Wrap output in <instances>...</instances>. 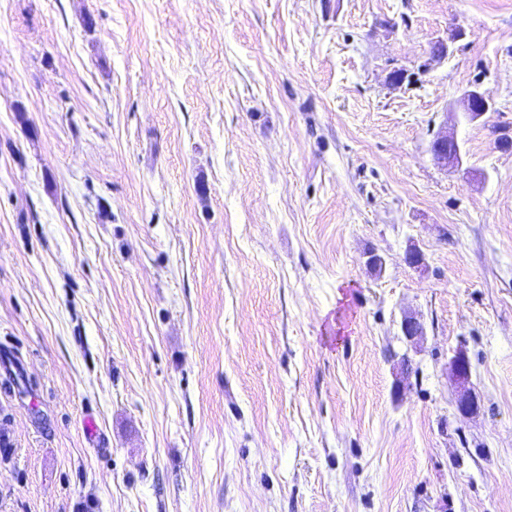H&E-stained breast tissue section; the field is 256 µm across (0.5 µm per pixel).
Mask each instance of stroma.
Instances as JSON below:
<instances>
[{"label":"stroma","instance_id":"stroma-1","mask_svg":"<svg viewBox=\"0 0 512 512\" xmlns=\"http://www.w3.org/2000/svg\"><path fill=\"white\" fill-rule=\"evenodd\" d=\"M0 357V512H512V0H0ZM465 114L471 120H477L487 112L495 111V101L488 89L477 83L471 89L466 90L461 97ZM431 150L438 164L448 166V162L458 166L462 163L461 149L458 141L448 138V132H439L432 141ZM450 367L459 385L455 400L457 410L462 415H471L476 411L477 400L471 389L467 387L469 365L466 356L462 353H457L452 358Z\"/></svg>","mask_w":512,"mask_h":512}]
</instances>
